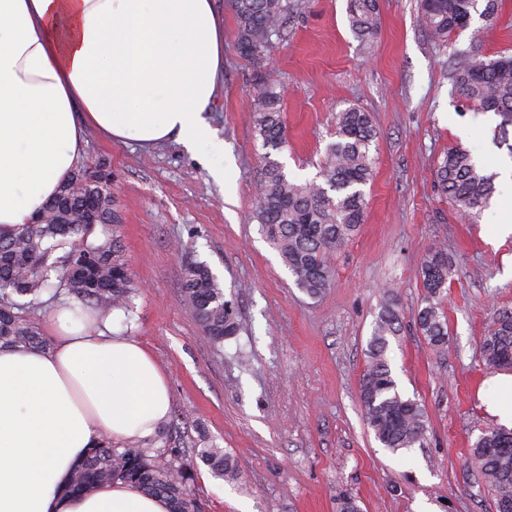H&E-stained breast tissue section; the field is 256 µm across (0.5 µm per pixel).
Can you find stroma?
<instances>
[{
  "instance_id": "1",
  "label": "stroma",
  "mask_w": 512,
  "mask_h": 512,
  "mask_svg": "<svg viewBox=\"0 0 512 512\" xmlns=\"http://www.w3.org/2000/svg\"><path fill=\"white\" fill-rule=\"evenodd\" d=\"M285 36L273 37L265 67L284 101L288 146L277 153L289 177L314 179L337 112H369L378 135L364 188L365 221L334 257L335 283L312 298L296 287L253 218L260 143L251 97L258 73L234 48L230 0H215L224 25V72L195 150L164 141L145 149L88 132L79 160L112 174L118 234L137 290L113 333L140 340L166 373L171 415L140 441L150 462L188 471L202 512H337L357 497L363 512H495L464 465L498 395L496 369L479 357L492 311L512 308V132L492 112L461 108L450 77L460 51L512 54V0L494 23L473 18L446 45L429 40L418 0H380L378 33L351 31L347 0H292ZM470 150L495 192L465 218L437 191L436 169L453 145ZM223 171L216 179L215 171ZM450 261L448 351L437 357L416 331L425 250ZM208 263L238 322L216 345L182 293L187 260ZM402 330L390 367L402 393L427 412V439L406 457L375 440L363 420L360 377L386 290ZM231 453L243 475L230 485L198 456Z\"/></svg>"
}]
</instances>
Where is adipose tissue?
<instances>
[{"label": "adipose tissue", "mask_w": 512, "mask_h": 512, "mask_svg": "<svg viewBox=\"0 0 512 512\" xmlns=\"http://www.w3.org/2000/svg\"><path fill=\"white\" fill-rule=\"evenodd\" d=\"M224 67L214 0H0V234L18 232L75 172L88 130L186 146ZM52 346L0 347V512H170L122 480L74 493L103 439L154 436L165 374L94 311L51 314Z\"/></svg>", "instance_id": "ef3b65f1"}]
</instances>
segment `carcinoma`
<instances>
[{"instance_id": "obj_1", "label": "carcinoma", "mask_w": 512, "mask_h": 512, "mask_svg": "<svg viewBox=\"0 0 512 512\" xmlns=\"http://www.w3.org/2000/svg\"><path fill=\"white\" fill-rule=\"evenodd\" d=\"M235 14L237 52L264 63L272 35L287 23L290 0H231ZM499 0H420V24L430 40L448 42L455 31L470 26L473 15L486 21L497 18ZM349 26L362 41L374 37L379 25L378 0H347ZM454 84L468 106L493 112L501 126H512V55L476 59L453 72ZM254 126L262 153L254 219L264 238L278 251L295 285L311 298L333 282V256L359 231L365 218L363 187L373 176L371 147L377 131L370 113L350 106L336 113V140L326 148L319 172L322 182L289 178L275 158L288 141L277 84L260 78L252 100ZM79 184L67 186L55 209L58 223L27 224L16 235L0 237V346L42 350L48 347L39 328L15 312L4 296L36 297L50 287V258L66 249L60 268L70 270L58 287L103 312L129 307L135 291L132 272L124 257L117 229L121 216L111 192V175L100 167L75 173ZM441 192L460 211L484 207L494 191V176L484 173L472 154L457 145L448 148L437 166ZM448 253L432 246L421 266L425 305L415 317L420 335L441 354L448 345V317L440 298L448 288ZM186 304L209 339L220 344L237 332L224 288L210 266L191 261L183 272ZM401 331V319L392 295L378 315L368 343V362L360 379L365 421L375 439L393 454L423 444L426 411L405 396L393 377L387 356L389 338ZM484 364L512 369V310L493 312L479 345ZM204 464L229 484L240 481L234 457L219 448L203 447ZM474 483L487 491L495 512H512V428H486L472 444ZM115 479L128 480L144 491L167 499L171 512H201L199 502L186 490L187 474L172 466L148 462L144 451L124 450L102 443L80 465L71 485L86 492Z\"/></svg>"}]
</instances>
